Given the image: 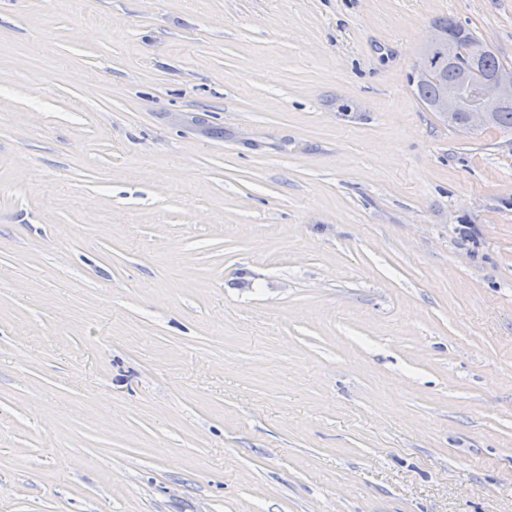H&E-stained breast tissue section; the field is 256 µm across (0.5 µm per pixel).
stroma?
<instances>
[{"instance_id": "stroma-1", "label": "stroma", "mask_w": 512, "mask_h": 512, "mask_svg": "<svg viewBox=\"0 0 512 512\" xmlns=\"http://www.w3.org/2000/svg\"><path fill=\"white\" fill-rule=\"evenodd\" d=\"M441 17L512 67V0H0V512H512V140L415 95Z\"/></svg>"}]
</instances>
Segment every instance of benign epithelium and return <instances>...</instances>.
Here are the masks:
<instances>
[{
    "label": "benign epithelium",
    "mask_w": 512,
    "mask_h": 512,
    "mask_svg": "<svg viewBox=\"0 0 512 512\" xmlns=\"http://www.w3.org/2000/svg\"><path fill=\"white\" fill-rule=\"evenodd\" d=\"M456 25L434 27L427 44V53L420 60L417 70L419 77L430 76V72H441L447 66L460 71L456 83L442 89L434 103V111L446 117L465 113V119L458 123L464 133L473 134L484 128L492 115L502 111L512 102V68L498 67L490 80L472 79L475 70L467 68V60L477 59L489 52L481 41L460 40Z\"/></svg>",
    "instance_id": "benign-epithelium-1"
}]
</instances>
